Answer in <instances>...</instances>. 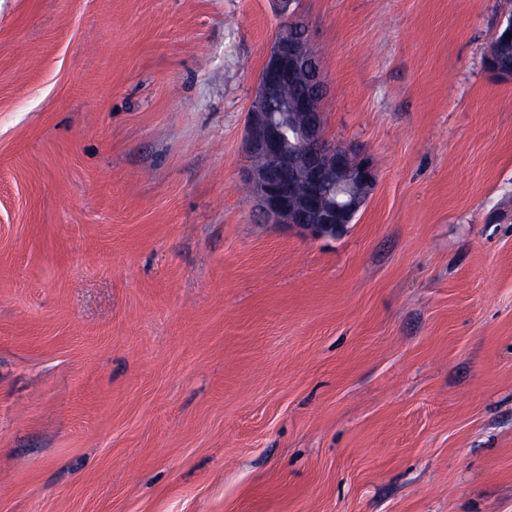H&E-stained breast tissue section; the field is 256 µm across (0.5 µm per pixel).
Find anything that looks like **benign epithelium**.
I'll use <instances>...</instances> for the list:
<instances>
[{"label":"benign epithelium","mask_w":512,"mask_h":512,"mask_svg":"<svg viewBox=\"0 0 512 512\" xmlns=\"http://www.w3.org/2000/svg\"><path fill=\"white\" fill-rule=\"evenodd\" d=\"M283 19L266 55L249 116L247 180L264 216L314 238H334L353 223L373 189L372 163L354 159L324 134L321 102L326 93L320 55L308 25L297 18L294 0H273ZM307 89L297 111L272 112L286 86ZM296 117L300 147L284 144L288 116Z\"/></svg>","instance_id":"benign-epithelium-1"}]
</instances>
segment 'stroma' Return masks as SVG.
I'll use <instances>...</instances> for the list:
<instances>
[{
  "label": "stroma",
  "mask_w": 512,
  "mask_h": 512,
  "mask_svg": "<svg viewBox=\"0 0 512 512\" xmlns=\"http://www.w3.org/2000/svg\"><path fill=\"white\" fill-rule=\"evenodd\" d=\"M505 0H301L353 224L266 222L272 0H0V512H512Z\"/></svg>",
  "instance_id": "1"
}]
</instances>
